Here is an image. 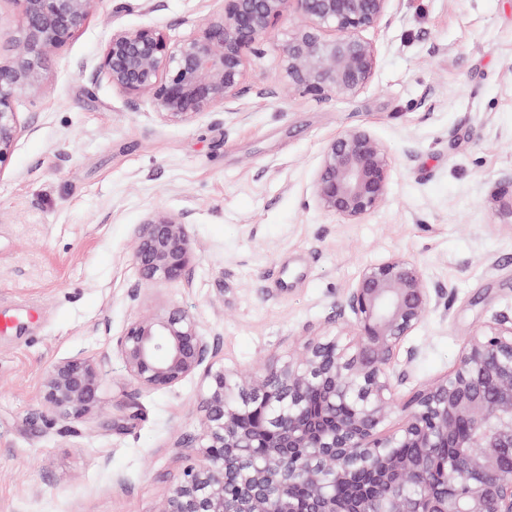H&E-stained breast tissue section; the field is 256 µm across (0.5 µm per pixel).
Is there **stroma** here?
Here are the masks:
<instances>
[{
    "label": "stroma",
    "instance_id": "obj_1",
    "mask_svg": "<svg viewBox=\"0 0 512 512\" xmlns=\"http://www.w3.org/2000/svg\"><path fill=\"white\" fill-rule=\"evenodd\" d=\"M104 0L16 106L21 132L0 166V512H159L198 433L200 380L145 390L112 342L135 317L183 308L217 342L218 363L249 371L307 336H346L337 317L362 269L417 260L447 304L408 336V383L445 375L462 342L512 315V0H394L395 21L366 31L379 65L348 99L253 92L233 109L169 124L130 107L93 65L116 26L152 24L171 39L220 0ZM283 21L250 76L280 83ZM363 127L386 147L385 203L356 224L325 214L309 187L324 145ZM187 212L197 258L186 279L131 303L130 255L144 216ZM105 358L100 403L52 420L47 367ZM136 407L140 417L125 420Z\"/></svg>",
    "mask_w": 512,
    "mask_h": 512
}]
</instances>
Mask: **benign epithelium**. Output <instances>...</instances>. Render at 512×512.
Here are the masks:
<instances>
[{
    "mask_svg": "<svg viewBox=\"0 0 512 512\" xmlns=\"http://www.w3.org/2000/svg\"><path fill=\"white\" fill-rule=\"evenodd\" d=\"M16 49L0 60V165L20 131L15 104L39 87L46 63L103 0H13ZM393 0H224L194 32L173 40L156 25L116 27L88 81L106 79L131 106L146 100L159 120L189 125L222 112L248 90L247 52L285 19L282 100L302 91L351 98L373 80L379 53L363 36L393 19ZM392 165L383 143L354 127L322 149L310 196L322 212L357 224L384 203ZM190 214L148 213L132 261L141 291L184 279L194 263ZM445 291L403 254L362 269L338 315L349 341L310 336L302 346L249 376L216 365L215 340L190 312L172 307L136 317L112 343L141 388L202 383L197 438L179 484L161 512H512V318L496 316L464 341L454 367L405 401L416 351L404 342L438 309ZM105 359L81 355L45 372L41 400L51 418L76 421L99 404ZM399 416L396 429L384 428ZM413 451L378 462L379 448ZM448 449L437 476L429 450ZM334 480L343 493L328 489Z\"/></svg>",
    "mask_w": 512,
    "mask_h": 512,
    "instance_id": "benign-epithelium-1",
    "label": "benign epithelium"
}]
</instances>
